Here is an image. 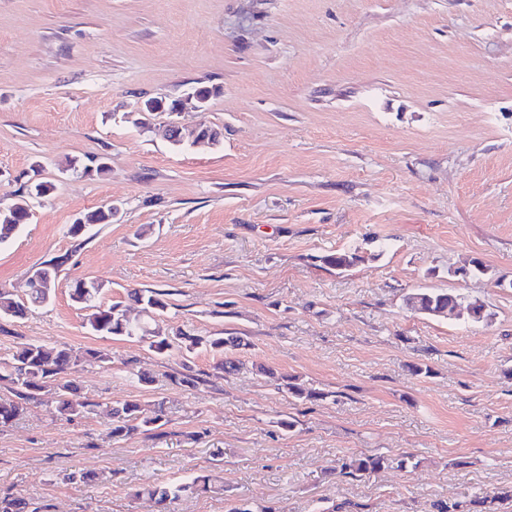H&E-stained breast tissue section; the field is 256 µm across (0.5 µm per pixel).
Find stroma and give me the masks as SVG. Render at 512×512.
Segmentation results:
<instances>
[{
    "instance_id": "35a3bbf8",
    "label": "stroma",
    "mask_w": 512,
    "mask_h": 512,
    "mask_svg": "<svg viewBox=\"0 0 512 512\" xmlns=\"http://www.w3.org/2000/svg\"><path fill=\"white\" fill-rule=\"evenodd\" d=\"M200 86L205 110L142 109ZM174 123L220 141L177 149ZM101 157L109 172L90 171ZM36 181L54 188L28 196ZM23 198L0 289L26 313L0 318V366L39 342L111 360L69 371L94 412L53 418L46 394L0 428V497L156 512L131 490L212 472L221 490L171 512H472L512 486V0H0V208ZM355 249L346 272L321 262ZM474 261L488 275H458ZM52 264L50 301L31 304V270ZM82 279L104 305L163 293L165 328L243 337L239 370L91 333ZM425 288L490 318L408 312ZM125 400L163 402V426L112 437ZM378 453L419 465L340 474ZM76 469L92 480L65 483Z\"/></svg>"
}]
</instances>
